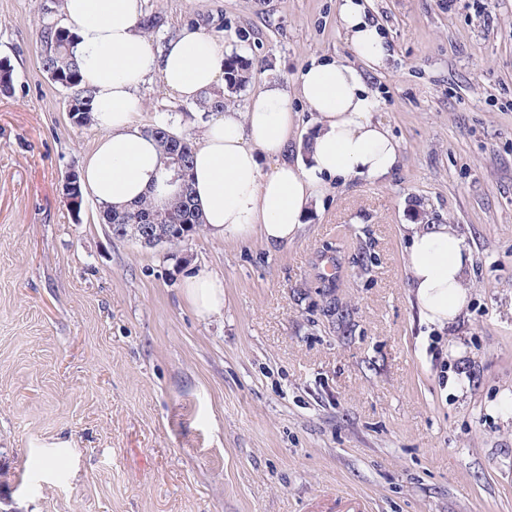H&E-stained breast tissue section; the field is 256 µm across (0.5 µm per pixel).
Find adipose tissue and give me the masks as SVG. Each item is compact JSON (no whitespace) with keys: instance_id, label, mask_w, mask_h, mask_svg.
I'll return each mask as SVG.
<instances>
[{"instance_id":"obj_1","label":"adipose tissue","mask_w":512,"mask_h":512,"mask_svg":"<svg viewBox=\"0 0 512 512\" xmlns=\"http://www.w3.org/2000/svg\"><path fill=\"white\" fill-rule=\"evenodd\" d=\"M142 0H63V15L84 60L83 85L93 96L94 120L104 131L80 169L83 192L124 209L147 191L163 164L157 144L138 121L139 89L159 76L183 101L224 77L223 41L198 27H182L153 52L137 25ZM337 23L358 59H313L294 90L266 83L245 111L209 115L193 153L194 195L207 230L227 239L258 237L274 248L294 241L309 205L332 183L360 178L385 182L400 162L397 141L374 118L380 107L364 69L385 68L391 56L384 33L371 22L365 0H340ZM302 100L317 124L304 161L290 160L299 127L292 98ZM407 269L417 308L426 323L443 328L467 306L472 252L447 224H413ZM184 292L203 315H219L224 284L198 270Z\"/></svg>"}]
</instances>
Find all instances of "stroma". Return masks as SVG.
Listing matches in <instances>:
<instances>
[{
    "instance_id": "obj_1",
    "label": "stroma",
    "mask_w": 512,
    "mask_h": 512,
    "mask_svg": "<svg viewBox=\"0 0 512 512\" xmlns=\"http://www.w3.org/2000/svg\"><path fill=\"white\" fill-rule=\"evenodd\" d=\"M338 0H143L160 50L205 23L251 78L294 85L353 54ZM392 50L369 74L402 161L332 185L300 235L117 239L62 179L102 134L39 64L58 0H0V512H512V0H374ZM138 120L199 142L195 104L160 78ZM472 249L469 303L437 331L409 292L406 227ZM336 291L316 292L326 260ZM207 269L219 316L182 294ZM336 304L328 314V304Z\"/></svg>"
}]
</instances>
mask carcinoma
<instances>
[{"mask_svg": "<svg viewBox=\"0 0 512 512\" xmlns=\"http://www.w3.org/2000/svg\"><path fill=\"white\" fill-rule=\"evenodd\" d=\"M40 43V64L44 72L53 82L70 90L71 98L76 102L70 119L77 126L93 124L91 95L81 87V61L74 54L72 32L57 23H45L40 28ZM249 79V60L238 53L230 54L225 63L224 88L203 92L197 102L198 108L208 114L224 111L228 97L243 91ZM144 133L158 144L165 157V167L160 176L173 174L177 167L182 172V187L177 189L155 182L145 198L124 210L103 207L102 218L112 219V235L116 238H135L141 230L145 246H156L155 237L158 235L164 237V243L169 245L185 243L199 234L203 227L190 179L193 144L188 138L174 133L169 120L153 124ZM158 211L170 217V223L159 230L151 223V216Z\"/></svg>", "mask_w": 512, "mask_h": 512, "instance_id": "obj_1", "label": "carcinoma"}]
</instances>
